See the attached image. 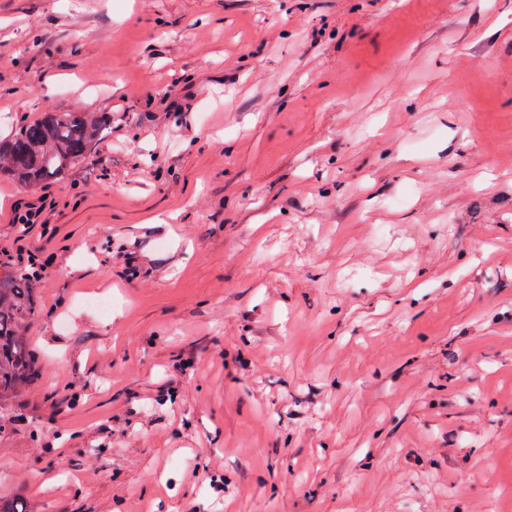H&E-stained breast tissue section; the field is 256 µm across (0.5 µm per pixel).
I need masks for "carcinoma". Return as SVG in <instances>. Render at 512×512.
<instances>
[{
	"instance_id": "obj_1",
	"label": "carcinoma",
	"mask_w": 512,
	"mask_h": 512,
	"mask_svg": "<svg viewBox=\"0 0 512 512\" xmlns=\"http://www.w3.org/2000/svg\"><path fill=\"white\" fill-rule=\"evenodd\" d=\"M112 113L46 110L0 136V177L36 189L62 181L105 136ZM41 312L38 287L23 267L0 265V437L9 431L13 400L32 391L42 363L29 331Z\"/></svg>"
}]
</instances>
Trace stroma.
<instances>
[{"instance_id":"1","label":"stroma","mask_w":512,"mask_h":512,"mask_svg":"<svg viewBox=\"0 0 512 512\" xmlns=\"http://www.w3.org/2000/svg\"><path fill=\"white\" fill-rule=\"evenodd\" d=\"M75 108L0 493L512 512V0H0V135Z\"/></svg>"}]
</instances>
